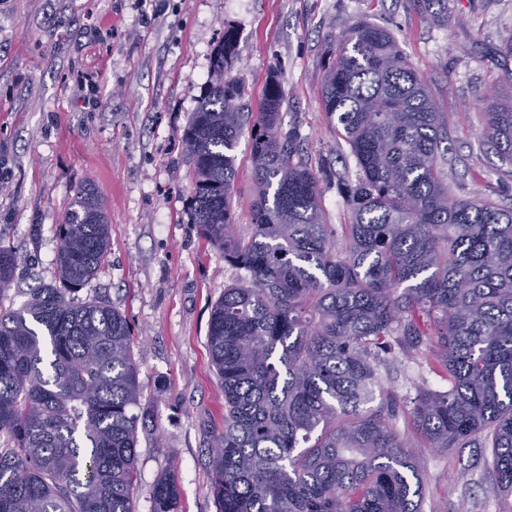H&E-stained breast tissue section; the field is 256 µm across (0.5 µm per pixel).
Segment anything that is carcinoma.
<instances>
[{
    "mask_svg": "<svg viewBox=\"0 0 512 512\" xmlns=\"http://www.w3.org/2000/svg\"><path fill=\"white\" fill-rule=\"evenodd\" d=\"M233 35L183 133L192 221L245 272L211 310L208 349L224 391L209 460L216 512H421L420 462L379 367L415 355L448 382L422 388L409 423L432 448L492 449L512 495V208L448 190V116L385 28L342 33L321 95L355 160L336 173L350 212L338 243L319 176L294 161L283 93L250 111L230 75ZM485 133L512 166V91L487 98ZM252 140L250 232L233 231V151ZM112 235L91 186L57 227L58 284L0 305V512H137L145 418L125 316L74 301ZM19 256L0 247V298ZM381 396L369 409L363 405ZM152 512H177L170 471Z\"/></svg>",
    "mask_w": 512,
    "mask_h": 512,
    "instance_id": "obj_1",
    "label": "carcinoma"
}]
</instances>
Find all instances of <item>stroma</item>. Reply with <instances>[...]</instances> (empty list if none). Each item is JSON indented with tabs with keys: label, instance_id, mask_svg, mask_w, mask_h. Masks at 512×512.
<instances>
[{
	"label": "stroma",
	"instance_id": "obj_1",
	"mask_svg": "<svg viewBox=\"0 0 512 512\" xmlns=\"http://www.w3.org/2000/svg\"><path fill=\"white\" fill-rule=\"evenodd\" d=\"M426 0H0V246L20 257L4 306L54 284L57 226L75 192L97 189L112 226L107 260L78 294L105 296L127 319L139 364V411L150 431L138 448V512L153 483L178 473V512H216L210 436L224 424V393L207 346L211 308L243 275L192 224L191 167L182 134L212 73L225 29L232 72L251 104L281 83L284 129L320 173L325 223L349 209L336 187L349 148L321 96L328 52L366 20L388 29L448 115L453 195L512 207L504 172L482 136V98L505 85L512 0H448L449 25ZM236 229L252 218V143L234 150ZM408 410L419 389L446 383L415 357L384 373ZM422 512H512L475 448L419 446Z\"/></svg>",
	"mask_w": 512,
	"mask_h": 512
}]
</instances>
